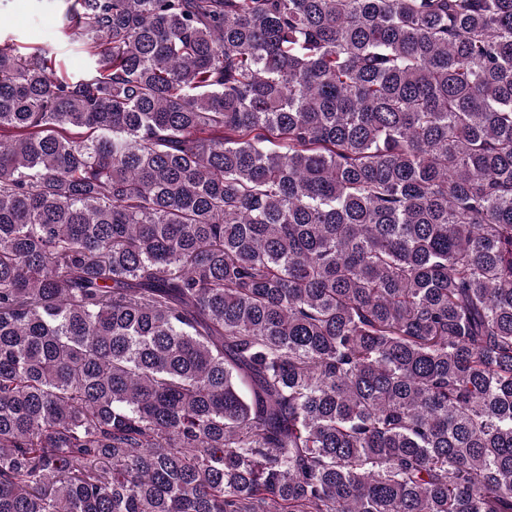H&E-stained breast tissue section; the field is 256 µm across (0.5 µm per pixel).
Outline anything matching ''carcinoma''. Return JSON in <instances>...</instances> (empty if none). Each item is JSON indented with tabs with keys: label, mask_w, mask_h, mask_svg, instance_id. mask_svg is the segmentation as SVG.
Masks as SVG:
<instances>
[{
	"label": "carcinoma",
	"mask_w": 512,
	"mask_h": 512,
	"mask_svg": "<svg viewBox=\"0 0 512 512\" xmlns=\"http://www.w3.org/2000/svg\"><path fill=\"white\" fill-rule=\"evenodd\" d=\"M0 40V512H512V0H72ZM68 6L63 0H0V37L22 46L41 45L56 58L63 73L80 77L91 62L61 33Z\"/></svg>",
	"instance_id": "1"
}]
</instances>
